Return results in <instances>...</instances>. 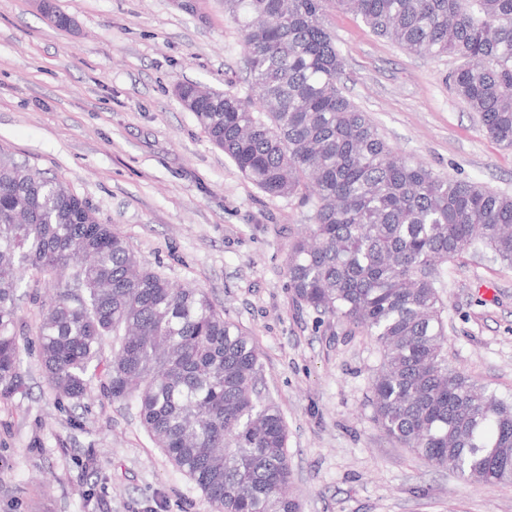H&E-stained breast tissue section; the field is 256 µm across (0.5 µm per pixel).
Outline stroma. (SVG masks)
Returning <instances> with one entry per match:
<instances>
[{
	"instance_id": "obj_1",
	"label": "stroma",
	"mask_w": 512,
	"mask_h": 512,
	"mask_svg": "<svg viewBox=\"0 0 512 512\" xmlns=\"http://www.w3.org/2000/svg\"><path fill=\"white\" fill-rule=\"evenodd\" d=\"M0 0V149L84 198L172 284L203 289L252 336L263 383L288 424L301 512H512V489L463 480L397 447L377 427L370 336L297 305L291 241L308 221L207 138L174 90L246 94L243 35L224 0ZM341 83L387 141L435 173L512 194V149L488 139L446 83L454 58H421L330 12ZM443 296L448 359L512 396V268L463 256ZM57 278L18 290L21 391L0 397V512H212L156 448L134 405L100 385L59 405L35 332Z\"/></svg>"
}]
</instances>
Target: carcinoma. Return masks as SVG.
I'll return each instance as SVG.
<instances>
[{"instance_id": "1", "label": "carcinoma", "mask_w": 512, "mask_h": 512, "mask_svg": "<svg viewBox=\"0 0 512 512\" xmlns=\"http://www.w3.org/2000/svg\"><path fill=\"white\" fill-rule=\"evenodd\" d=\"M243 32L249 93L179 85L209 140L310 223L288 251L296 303L372 336L373 419L396 444L459 477L512 487V402L448 365V261L512 267V196L441 176L399 153L339 84L327 17L353 13L422 57L453 56V95L512 148V0H224ZM27 273L70 274L36 336L57 399L91 389L102 341L117 349L103 389L136 404L164 455L213 512H299L288 426L262 395L253 338L200 288L143 265L88 202L0 150V396L19 387L17 290Z\"/></svg>"}]
</instances>
